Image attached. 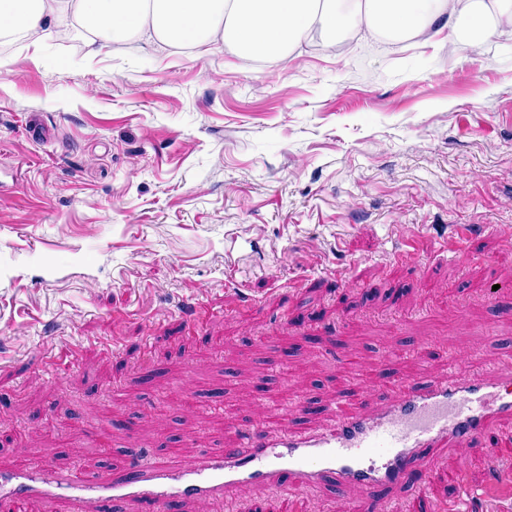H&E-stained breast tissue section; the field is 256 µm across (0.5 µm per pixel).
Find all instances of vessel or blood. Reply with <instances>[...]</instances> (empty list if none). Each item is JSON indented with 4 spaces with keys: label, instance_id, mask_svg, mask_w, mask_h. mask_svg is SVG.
Wrapping results in <instances>:
<instances>
[{
    "label": "vessel or blood",
    "instance_id": "1",
    "mask_svg": "<svg viewBox=\"0 0 512 512\" xmlns=\"http://www.w3.org/2000/svg\"><path fill=\"white\" fill-rule=\"evenodd\" d=\"M499 364L491 382L474 371L398 385L396 398L386 403L374 395L356 406L337 400L334 426L315 435L285 432L270 438L256 429L239 447L218 456L202 454L180 469L135 455L122 479L105 478L93 486L79 471L62 474L43 463L17 471L13 491L18 498L46 503L70 492L75 512H103L115 500L144 503L149 512H172L187 495L237 512L227 493L253 484L283 494L325 484L356 485L374 512H388L384 489L416 490L418 463L431 461L438 449L462 447L490 423L512 415V352H504Z\"/></svg>",
    "mask_w": 512,
    "mask_h": 512
}]
</instances>
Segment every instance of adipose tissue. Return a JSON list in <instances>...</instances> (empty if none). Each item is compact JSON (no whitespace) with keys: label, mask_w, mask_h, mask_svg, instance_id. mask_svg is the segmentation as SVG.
Here are the masks:
<instances>
[{"label":"adipose tissue","mask_w":512,"mask_h":512,"mask_svg":"<svg viewBox=\"0 0 512 512\" xmlns=\"http://www.w3.org/2000/svg\"><path fill=\"white\" fill-rule=\"evenodd\" d=\"M57 19L89 42L108 45L147 38L166 48L232 54L279 62L312 34L366 25L422 44L443 37L458 46V27L488 38L512 31V0H0V40L36 45Z\"/></svg>","instance_id":"1"}]
</instances>
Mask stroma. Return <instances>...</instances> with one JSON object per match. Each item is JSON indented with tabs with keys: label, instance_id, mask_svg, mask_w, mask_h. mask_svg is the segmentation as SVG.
<instances>
[{
	"label": "stroma",
	"instance_id": "obj_1",
	"mask_svg": "<svg viewBox=\"0 0 512 512\" xmlns=\"http://www.w3.org/2000/svg\"><path fill=\"white\" fill-rule=\"evenodd\" d=\"M0 42V472L172 467L262 427L317 433L369 377L512 347V34L421 45L362 29L274 65L214 47ZM478 230L438 251L454 225ZM79 347L76 369L41 367ZM414 350L400 362L390 348ZM351 355L355 371L337 362ZM109 437L102 450L97 436ZM512 420L440 452L422 498L490 484ZM314 489L291 512H353Z\"/></svg>",
	"mask_w": 512,
	"mask_h": 512
}]
</instances>
